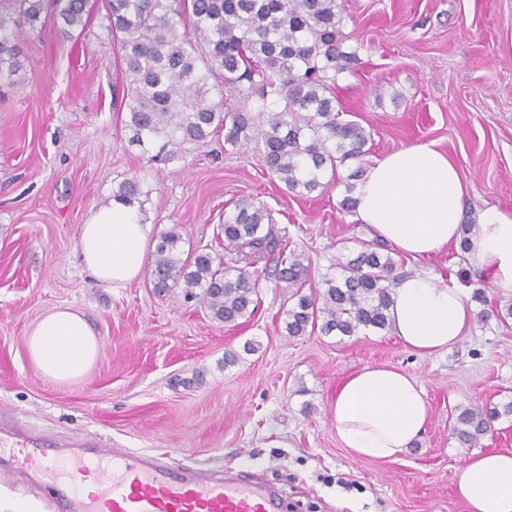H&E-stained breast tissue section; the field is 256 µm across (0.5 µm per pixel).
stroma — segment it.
Masks as SVG:
<instances>
[{
    "label": "stroma",
    "mask_w": 512,
    "mask_h": 512,
    "mask_svg": "<svg viewBox=\"0 0 512 512\" xmlns=\"http://www.w3.org/2000/svg\"><path fill=\"white\" fill-rule=\"evenodd\" d=\"M347 44L362 60L336 96L373 134L371 158L433 142L469 186L464 209L512 213V0H340ZM104 10L82 34L53 23L20 43L23 67L0 83V418L49 442L85 435L102 448L167 454L213 476L250 474L273 484L291 512H466L455 470L468 456L452 427L459 409L512 401V319L492 311L447 352L421 356L391 330L351 336L284 331L275 279L254 317L236 327L210 319L181 289L160 297L149 272L121 288L84 269L79 229L138 176L149 245L179 225L181 249L224 250L225 210L266 204L313 285L338 275L336 259L372 239L340 208L342 191L298 197L263 167L255 147L225 150L223 137L167 164L130 147L112 106L119 70ZM405 271L453 277L471 293L473 260L455 247L406 258ZM80 311L101 342L82 379L56 384L29 358L27 335L52 308ZM256 351L244 352L245 342ZM238 353L234 365L224 363ZM384 365L424 386L429 415L413 447L394 460L358 458L336 435L339 386Z\"/></svg>",
    "instance_id": "1"
}]
</instances>
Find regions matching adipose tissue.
Wrapping results in <instances>:
<instances>
[{"instance_id":"1","label":"adipose tissue","mask_w":512,"mask_h":512,"mask_svg":"<svg viewBox=\"0 0 512 512\" xmlns=\"http://www.w3.org/2000/svg\"><path fill=\"white\" fill-rule=\"evenodd\" d=\"M466 194L462 174L447 153L431 142L411 145L367 166L356 193V218L378 239L426 258L459 241ZM478 224L469 255L496 288L511 294L512 214L489 208ZM148 234L136 207L115 201L92 210L80 227L81 261L97 283L126 285L143 267ZM391 300L392 330L415 353L448 349L470 328L461 288L433 274L400 278ZM27 349L45 378L70 383L94 366L100 341L81 313L57 308L29 332ZM333 415L343 447L358 457L391 459L420 438L428 420L426 393L404 371L368 366L339 388ZM455 480L467 512H512V452H472Z\"/></svg>"}]
</instances>
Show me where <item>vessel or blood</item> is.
I'll return each instance as SVG.
<instances>
[{
    "label": "vessel or blood",
    "instance_id": "vessel-or-blood-1",
    "mask_svg": "<svg viewBox=\"0 0 512 512\" xmlns=\"http://www.w3.org/2000/svg\"><path fill=\"white\" fill-rule=\"evenodd\" d=\"M4 450L46 485L56 512H280L278 500L261 485L175 467L160 454L101 451L80 437L59 444L0 437ZM64 454L70 468L62 472L56 460ZM91 465L97 469L94 488L84 492L76 478Z\"/></svg>",
    "mask_w": 512,
    "mask_h": 512
}]
</instances>
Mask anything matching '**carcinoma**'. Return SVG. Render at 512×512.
<instances>
[{
	"instance_id": "carcinoma-1",
	"label": "carcinoma",
	"mask_w": 512,
	"mask_h": 512,
	"mask_svg": "<svg viewBox=\"0 0 512 512\" xmlns=\"http://www.w3.org/2000/svg\"><path fill=\"white\" fill-rule=\"evenodd\" d=\"M106 12L110 48L123 80L114 102L128 142L151 159L169 161L193 145L224 135L231 148L255 144L267 170L286 191L304 196L343 186L341 209L355 212L354 191L370 154L371 132L342 118L338 76L358 71V51L346 48L338 0H51L64 34L86 28L93 8ZM44 0H0V81L21 68L20 41L43 28ZM345 168V177L338 169ZM142 194L127 178L113 199L132 205ZM224 249L260 257L278 253L276 287L287 297L290 337L351 336L390 327L397 262L376 238L340 256V277L306 290L310 264L286 250L271 211L242 199L224 212ZM176 229L161 235L153 255V288L198 297L212 320L236 326L254 316L265 272L238 267L204 248L180 257ZM512 402L464 408L454 433L465 448L478 444Z\"/></svg>"
}]
</instances>
